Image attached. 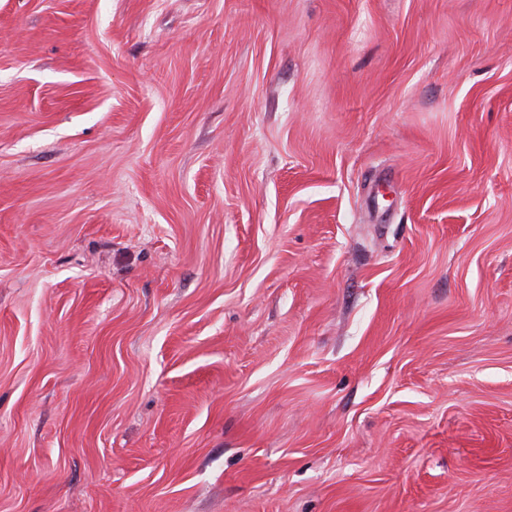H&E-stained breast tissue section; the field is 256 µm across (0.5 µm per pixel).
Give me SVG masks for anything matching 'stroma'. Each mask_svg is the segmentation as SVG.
Returning a JSON list of instances; mask_svg holds the SVG:
<instances>
[{"mask_svg": "<svg viewBox=\"0 0 512 512\" xmlns=\"http://www.w3.org/2000/svg\"><path fill=\"white\" fill-rule=\"evenodd\" d=\"M0 512H512V0H0Z\"/></svg>", "mask_w": 512, "mask_h": 512, "instance_id": "obj_1", "label": "stroma"}]
</instances>
